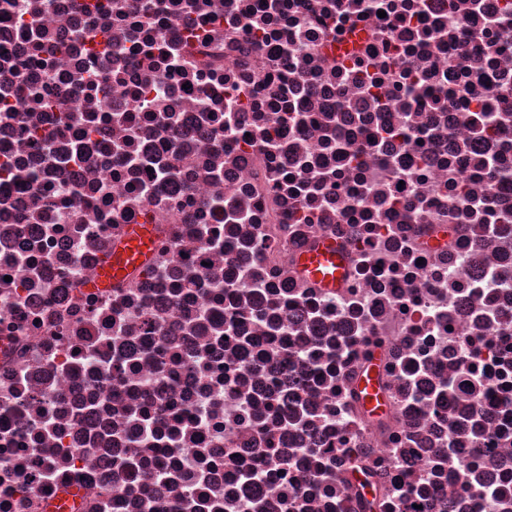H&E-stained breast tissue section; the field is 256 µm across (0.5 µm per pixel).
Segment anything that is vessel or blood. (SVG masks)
Wrapping results in <instances>:
<instances>
[{"label":"vessel or blood","mask_w":512,"mask_h":512,"mask_svg":"<svg viewBox=\"0 0 512 512\" xmlns=\"http://www.w3.org/2000/svg\"><path fill=\"white\" fill-rule=\"evenodd\" d=\"M155 248L154 225H127L120 246L111 249L103 257L95 278L86 284L87 290L104 292L124 282L134 269L145 267L151 262ZM347 264L344 247L328 236L321 237L314 247L305 249L296 256L300 273L317 287L329 291L341 286ZM384 366L382 354H375L354 382L362 405L374 416L383 414L390 407L389 397L379 381Z\"/></svg>","instance_id":"1"}]
</instances>
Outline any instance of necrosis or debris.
Masks as SVG:
<instances>
[{
    "label": "necrosis or debris",
    "mask_w": 512,
    "mask_h": 512,
    "mask_svg": "<svg viewBox=\"0 0 512 512\" xmlns=\"http://www.w3.org/2000/svg\"><path fill=\"white\" fill-rule=\"evenodd\" d=\"M104 2L0 0V512H346L355 455L388 512H512V0ZM155 248V225L128 224L120 246L103 257L95 278L87 282L84 288L105 292L124 282L134 269L143 268L151 262ZM300 273L319 288H339L346 274L347 251L334 238L323 236L317 244L297 254ZM384 366L383 356L378 350L366 364L365 369H361L354 382L360 402L372 416H379L385 410H390L389 397L384 383L379 382V375L383 374Z\"/></svg>",
    "instance_id": "4bbe7bcc"
}]
</instances>
